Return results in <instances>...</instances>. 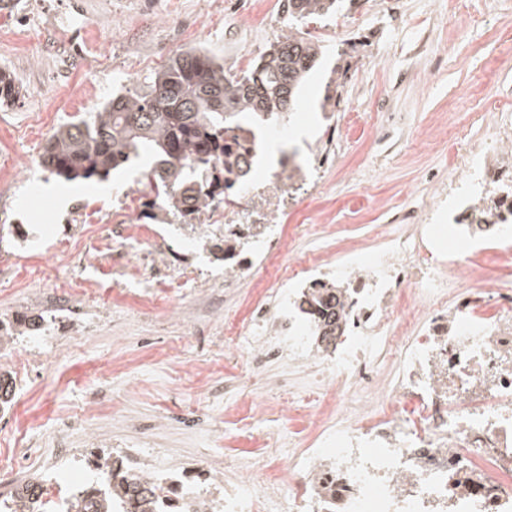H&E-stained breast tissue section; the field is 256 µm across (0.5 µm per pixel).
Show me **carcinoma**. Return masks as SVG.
<instances>
[{
  "label": "carcinoma",
  "instance_id": "cac0c4a2",
  "mask_svg": "<svg viewBox=\"0 0 512 512\" xmlns=\"http://www.w3.org/2000/svg\"><path fill=\"white\" fill-rule=\"evenodd\" d=\"M337 0H288V14L308 22L328 13ZM319 46L289 33L276 38L243 74H227L213 55L191 49L155 72L142 93L117 94L90 119L59 128L41 157L42 167L67 181H102L146 147L156 162L146 172L172 207L192 213L205 204V187L224 173V130L230 119L288 111ZM15 79L0 72V102L16 95ZM41 484L28 480L13 497L27 512H41ZM156 495L147 480L127 484L122 512H141ZM77 512H112L106 498L89 489L75 495Z\"/></svg>",
  "mask_w": 512,
  "mask_h": 512
}]
</instances>
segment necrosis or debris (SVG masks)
Here are the masks:
<instances>
[{"label":"necrosis or debris","mask_w":512,"mask_h":512,"mask_svg":"<svg viewBox=\"0 0 512 512\" xmlns=\"http://www.w3.org/2000/svg\"><path fill=\"white\" fill-rule=\"evenodd\" d=\"M336 82L324 83L321 133L306 147L289 136L291 118L225 133L247 163L225 171L194 213L157 196L156 221L143 225L134 189L97 218L135 244L151 312L167 289L213 276L172 261L169 238L217 255L228 290L279 267L277 302L251 303L232 325L228 355L246 358L254 378L279 362L307 370V392L289 378L277 386L285 411L303 410L313 435L280 470L255 456L195 473L155 465L135 438L116 454L113 493L127 479L150 480L160 512H512V112L498 108L482 139L462 141L428 209L394 213L377 251L299 259L288 226L308 195L325 190L336 135L356 124ZM488 254L498 278L478 273ZM323 288L338 300L329 338L314 301ZM72 429L62 421L54 430L46 512H68L73 500L74 482L58 475L73 457Z\"/></svg>","instance_id":"1"}]
</instances>
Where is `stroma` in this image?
<instances>
[{"label":"stroma","instance_id":"obj_1","mask_svg":"<svg viewBox=\"0 0 512 512\" xmlns=\"http://www.w3.org/2000/svg\"><path fill=\"white\" fill-rule=\"evenodd\" d=\"M260 0H12L0 10V70L14 75L18 94L0 103V326L18 333L20 316L47 315L42 366L17 381L15 403L0 412V453L9 452L29 475L50 458L58 421L81 412L90 392L111 403L72 435L74 462L85 466L111 454L120 433L145 430L160 463L194 468L262 454L273 467L291 462L307 422L270 405L249 417L281 374L270 366L241 386L239 368L224 360V322L240 318L265 292L251 283L232 293L179 288L175 311L146 315L138 288L110 308L63 303L44 307L41 292L67 277L57 264L63 249L112 241L92 218L142 183V160L113 171L109 182L87 188L50 175L41 156L51 135L111 99L143 91L155 71L176 54L202 48L225 66L248 53L230 35L249 27L251 43L271 38L253 14ZM374 0H346L335 40L323 43L300 93L312 103L339 39L366 44L370 60L352 64L340 93L368 129L336 141L341 164L329 194L314 195L303 218L328 211L333 233L314 226L289 237L293 254L371 251L387 209H426L434 188L430 171L448 169L434 151L435 119L451 113L471 139L494 123L488 102L512 105V0H392L382 14ZM80 333L79 346L68 341Z\"/></svg>","mask_w":512,"mask_h":512}]
</instances>
